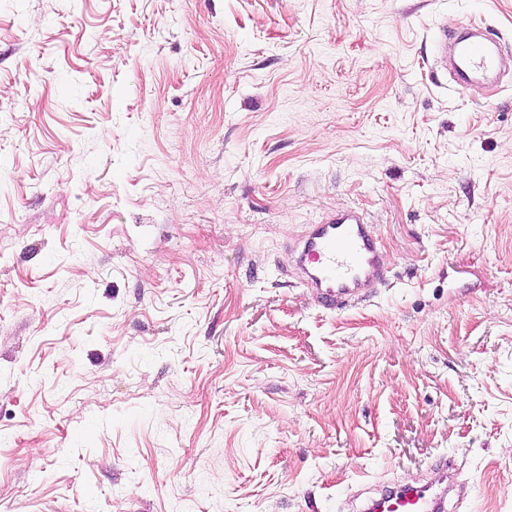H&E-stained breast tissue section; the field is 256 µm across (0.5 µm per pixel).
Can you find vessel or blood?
Listing matches in <instances>:
<instances>
[{
    "label": "vessel or blood",
    "instance_id": "b4317fda",
    "mask_svg": "<svg viewBox=\"0 0 512 512\" xmlns=\"http://www.w3.org/2000/svg\"><path fill=\"white\" fill-rule=\"evenodd\" d=\"M490 32L475 40L440 37L436 65L449 72L458 88L479 76L501 72L504 57ZM296 269L319 308L333 311L354 303L384 283L389 269L372 224L355 209L331 213L307 225L298 245ZM442 497L423 486H405L372 501L369 512H440Z\"/></svg>",
    "mask_w": 512,
    "mask_h": 512
}]
</instances>
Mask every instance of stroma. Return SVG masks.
Masks as SVG:
<instances>
[{"label": "stroma", "mask_w": 512, "mask_h": 512, "mask_svg": "<svg viewBox=\"0 0 512 512\" xmlns=\"http://www.w3.org/2000/svg\"><path fill=\"white\" fill-rule=\"evenodd\" d=\"M512 0H0V512H512ZM373 224L321 310L291 243ZM491 35V30L485 28L479 39L467 40L465 36L448 38L446 25L441 30L434 65H439L447 73L449 72L456 86L461 89L476 81L477 76H492L500 73L504 66V57L498 49L493 47L497 41ZM448 49L453 50V55L449 59ZM298 250L296 269L325 311L354 303L388 278L374 227L355 209L338 210L308 224ZM442 495L424 486H405L372 501L366 511L372 512H438Z\"/></svg>", "instance_id": "stroma-1"}]
</instances>
